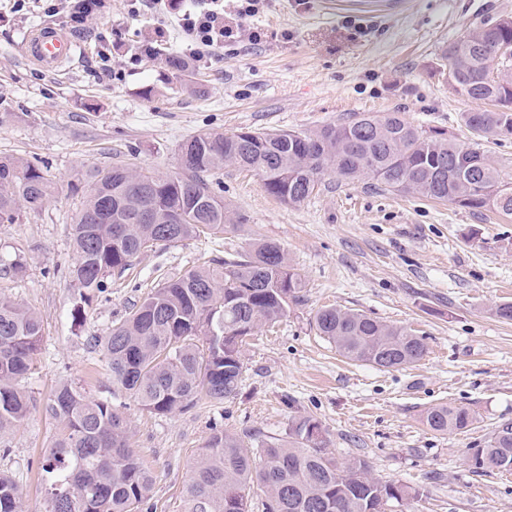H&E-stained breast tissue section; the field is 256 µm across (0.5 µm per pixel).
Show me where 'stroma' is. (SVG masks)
Returning <instances> with one entry per match:
<instances>
[{
	"label": "stroma",
	"instance_id": "stroma-1",
	"mask_svg": "<svg viewBox=\"0 0 512 512\" xmlns=\"http://www.w3.org/2000/svg\"><path fill=\"white\" fill-rule=\"evenodd\" d=\"M504 16L512 17V0H267L247 23L259 42L225 43L180 78L159 59L133 66L117 56L112 64L124 77L101 81L98 34L118 25L135 45L149 14L132 17L127 0H103L91 20L95 38L48 73L19 45L46 24L72 30L71 14L36 6L16 13L0 0V156L38 165L55 187L51 206L0 224V296L38 312L44 329L19 382L30 399L27 420L0 434V473L14 479L26 512L45 510L41 466L58 431L46 411L55 389L69 383L111 398L98 341L112 324L161 276L258 239L281 245L305 288L285 317L248 340L236 395L168 416L126 404L130 444L155 476L152 512H179L193 456L213 428L278 437L297 415L322 424L337 459L362 458L375 477L422 490L411 512H512V472L475 473L467 458L512 422V322L493 312L512 303V215L333 173L310 200L291 206L256 174L228 166L218 179L242 218L237 231L142 255L86 305L70 278L78 199L69 184L87 167L171 173L180 144L201 132L313 130L363 112H397L472 142L463 115L473 105L437 75L436 62L445 43ZM18 255L25 274H6ZM324 306L413 330L427 352L399 370L347 360L315 328ZM440 404L467 408L471 425L429 431L424 414Z\"/></svg>",
	"mask_w": 512,
	"mask_h": 512
}]
</instances>
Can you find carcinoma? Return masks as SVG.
<instances>
[{
    "mask_svg": "<svg viewBox=\"0 0 512 512\" xmlns=\"http://www.w3.org/2000/svg\"><path fill=\"white\" fill-rule=\"evenodd\" d=\"M504 41L512 42L509 23L486 30L480 40L467 32L440 54V67L457 73V94L490 105L464 117L478 138L512 135V110L501 109L505 101L512 105V62L500 63L499 81L485 78L493 46ZM226 165L255 173L270 195L292 206L306 202L325 173L334 172L479 213L512 215V186L505 187L478 142L458 143L396 112L359 113L315 130L199 133L179 145L175 174L118 164L78 174L71 184L80 206L70 277L80 301L103 293L110 276L125 273L148 251L237 228L239 216L213 188V177ZM491 189L496 194L488 208ZM52 199L41 168L22 157L0 156V224H14ZM302 288L284 250L268 240L161 280L100 340L112 395L123 393L156 415L188 411L203 397L215 403L232 397L243 374L246 339L282 319L301 301ZM314 324L352 361L390 369L426 353L422 337L354 309L321 308ZM41 336L36 311L0 298V431L16 430L27 418L28 398L17 382L31 372ZM48 413L61 431L42 464L50 476L45 512L149 509L154 475L129 446L123 411L63 384ZM471 420L467 409L444 404L424 415L426 426L439 433L465 429ZM313 426L321 423L294 417L281 438L213 430L195 454L180 512H251L255 484L265 492L264 512H386L393 503L403 506L420 496L377 479L362 458L338 461L328 451V433L316 439ZM470 462L476 473L491 463L512 465V423L498 426L484 447L471 449ZM0 512H22L19 487L2 473Z\"/></svg>",
    "mask_w": 512,
    "mask_h": 512,
    "instance_id": "cac0c4a2",
    "label": "carcinoma"
}]
</instances>
